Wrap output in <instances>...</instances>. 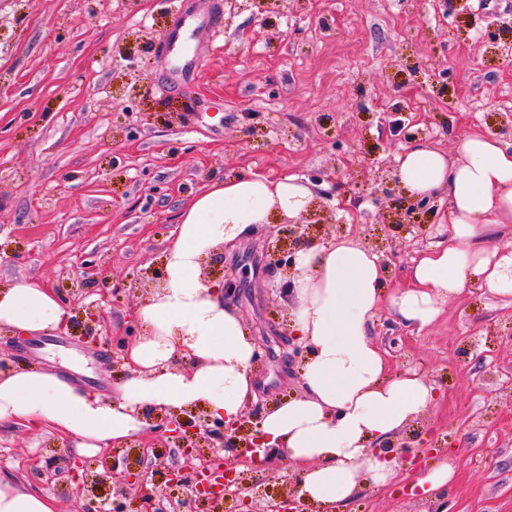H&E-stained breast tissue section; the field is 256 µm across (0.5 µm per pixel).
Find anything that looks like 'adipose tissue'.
<instances>
[{"label": "adipose tissue", "instance_id": "ef3b65f1", "mask_svg": "<svg viewBox=\"0 0 512 512\" xmlns=\"http://www.w3.org/2000/svg\"><path fill=\"white\" fill-rule=\"evenodd\" d=\"M397 178L408 196L448 197L447 241L415 260L412 288L392 303L405 326L424 328L472 282L512 298V254L487 245L493 224L512 223V145L473 132L455 156L425 142L407 146ZM312 201L296 178L258 174L211 184L181 213L165 250V286L137 311L141 337L127 345L130 374L119 396L105 399L58 375L0 365V427L52 430L95 453L138 434L149 408L206 407L235 422L254 390L257 346L219 282L202 278V260L268 224L272 214L296 218ZM288 295L297 300L293 329L310 349L299 396L265 412L256 433L272 457L295 464L299 496L325 506L347 501L361 479L386 484L400 476L397 459L371 443L390 438L434 406L422 376L387 378L371 337L383 302L385 270L377 254L353 240L299 250ZM71 312L50 289L19 281L0 289V326L54 330ZM0 512H56L52 497L0 474Z\"/></svg>", "mask_w": 512, "mask_h": 512}]
</instances>
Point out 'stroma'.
Masks as SVG:
<instances>
[{"label":"stroma","instance_id":"obj_1","mask_svg":"<svg viewBox=\"0 0 512 512\" xmlns=\"http://www.w3.org/2000/svg\"><path fill=\"white\" fill-rule=\"evenodd\" d=\"M220 23L219 45L204 33ZM179 31L168 61L160 49ZM512 143V0H0V286L36 279L69 306L51 332L0 328V357L58 372L105 397L129 372L119 342L142 330L148 294L180 214L215 180L249 173L310 186L317 222L284 252L343 238L377 252L386 295L411 287L417 253L447 239L439 197L394 224L378 173L412 140L454 152L472 131ZM280 216L219 247L203 272L240 284L234 299L258 347L255 416L299 395L303 357L285 275L266 255ZM99 321L86 319L85 310ZM390 377L435 388L431 410L392 436L447 449L449 512H512V302L472 284L430 326L403 325L383 303L372 328ZM119 468L99 483L54 479L62 466ZM167 432L143 431L106 453L77 454L53 432L0 428V473L54 496L58 512H142L131 473L147 475L161 512H193L194 480ZM292 464L243 470L224 512H264L287 496ZM414 478L362 482L337 512H435Z\"/></svg>","mask_w":512,"mask_h":512}]
</instances>
